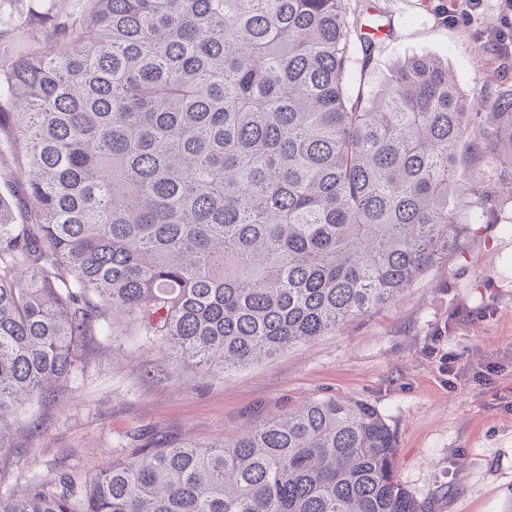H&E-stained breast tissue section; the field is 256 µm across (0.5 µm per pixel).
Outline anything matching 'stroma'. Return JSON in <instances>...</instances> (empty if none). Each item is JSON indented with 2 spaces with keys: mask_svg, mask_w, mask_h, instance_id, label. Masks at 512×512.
<instances>
[{
  "mask_svg": "<svg viewBox=\"0 0 512 512\" xmlns=\"http://www.w3.org/2000/svg\"><path fill=\"white\" fill-rule=\"evenodd\" d=\"M389 33L366 77L440 56L464 97L489 111L512 85V55L487 53L501 0H379ZM474 188L455 202L457 247L400 300L336 333L232 373L193 376L158 346L87 337L85 366L60 401L20 412L0 458V495H24L59 469L85 478L133 448L231 440L249 421L315 398L360 400L393 431L396 477L423 512H512V199L487 149L462 148Z\"/></svg>",
  "mask_w": 512,
  "mask_h": 512,
  "instance_id": "1",
  "label": "stroma"
}]
</instances>
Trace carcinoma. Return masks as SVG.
Returning a JSON list of instances; mask_svg holds the SVG:
<instances>
[{"label": "carcinoma", "instance_id": "cac0c4a2", "mask_svg": "<svg viewBox=\"0 0 512 512\" xmlns=\"http://www.w3.org/2000/svg\"><path fill=\"white\" fill-rule=\"evenodd\" d=\"M0 34V455L95 331L195 370L272 358L399 299L457 246L463 140L512 196V88L488 117L435 57L374 89L345 0H87ZM370 404L321 398L226 443L134 448L0 512H422Z\"/></svg>", "mask_w": 512, "mask_h": 512}]
</instances>
